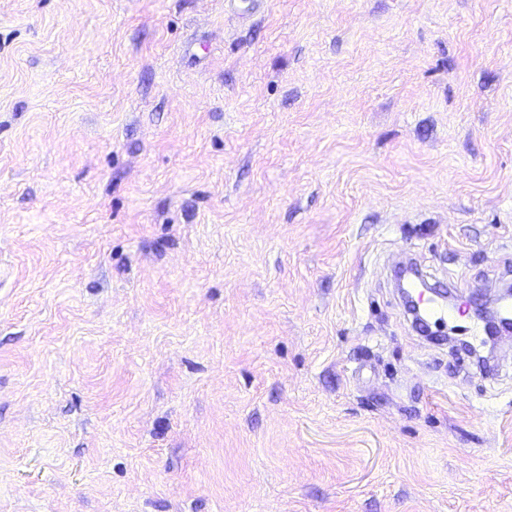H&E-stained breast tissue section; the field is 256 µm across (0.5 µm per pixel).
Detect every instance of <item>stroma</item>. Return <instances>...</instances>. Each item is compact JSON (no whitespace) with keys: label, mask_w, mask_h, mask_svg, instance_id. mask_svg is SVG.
<instances>
[{"label":"stroma","mask_w":512,"mask_h":512,"mask_svg":"<svg viewBox=\"0 0 512 512\" xmlns=\"http://www.w3.org/2000/svg\"><path fill=\"white\" fill-rule=\"evenodd\" d=\"M0 0V512H512V0Z\"/></svg>","instance_id":"stroma-1"}]
</instances>
